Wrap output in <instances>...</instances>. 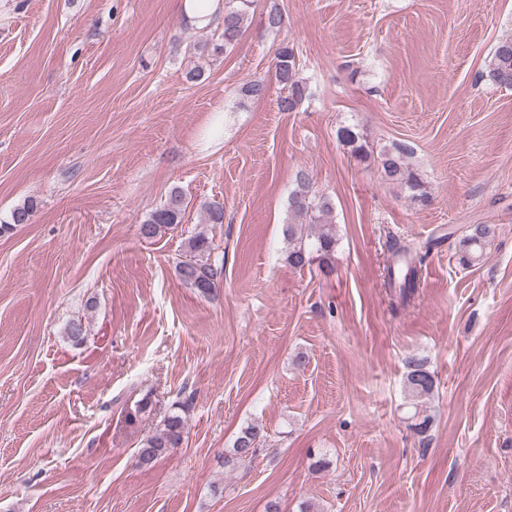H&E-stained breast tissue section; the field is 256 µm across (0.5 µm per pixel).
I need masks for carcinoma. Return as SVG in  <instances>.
<instances>
[{"mask_svg":"<svg viewBox=\"0 0 512 512\" xmlns=\"http://www.w3.org/2000/svg\"><path fill=\"white\" fill-rule=\"evenodd\" d=\"M253 0H224V23L220 27L218 40L221 45L215 49L231 50L242 38ZM266 29L278 32L285 24V16L277 6L266 14ZM276 80L288 95L279 100V109L292 112L305 97L306 86L299 79L294 48L280 46L274 56ZM486 77L499 87L512 88V34L499 39L487 65ZM340 142L351 147L361 157L368 156L363 134L356 125H344L337 129ZM377 163L383 177L400 186L415 203L426 206L432 202L429 191L416 170L408 162V149L394 143L379 150ZM288 211L317 228L306 236L297 234L296 225L289 223L285 229L288 238L286 260L294 268L317 265L321 275L328 277L334 271L332 262L336 251V231L331 219L333 205L329 198L312 192L309 176L305 172L297 175V188L289 198ZM184 214V198L178 189H173L166 203L151 211L140 225V234L153 239L163 231L181 223ZM494 224H474L458 241L459 264L471 267L485 256V251L495 237ZM215 250L213 239L200 232L190 237L185 246V259L175 267L176 276L184 284L194 288L203 296H210L220 287L224 279V262L211 259ZM393 261L386 266V284L398 289L399 299L409 300L419 286V275L414 257L409 249L392 246ZM436 386L435 375L423 358L411 357L406 361L405 387L413 399L429 397ZM189 401L177 400L170 413L163 419L157 431L147 437L138 449L141 465H150L183 444L186 433V411ZM411 429L417 435L425 434L432 423L431 416L414 404L410 416ZM262 429L253 424L242 428L232 448L224 453V466L235 468L252 460L258 451Z\"/></svg>","mask_w":512,"mask_h":512,"instance_id":"obj_1","label":"carcinoma"}]
</instances>
